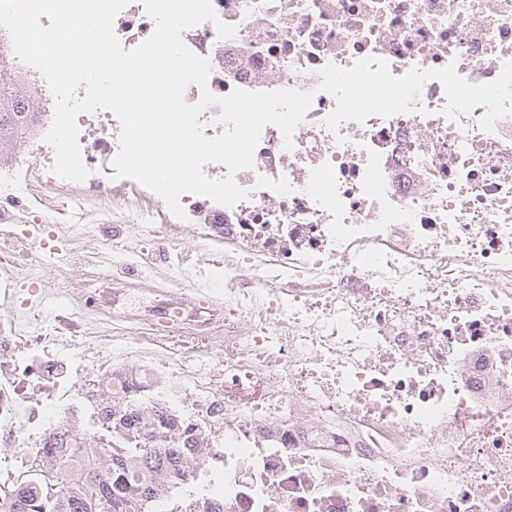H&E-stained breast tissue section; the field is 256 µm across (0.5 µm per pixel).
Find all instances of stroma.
Listing matches in <instances>:
<instances>
[{"label": "stroma", "instance_id": "stroma-1", "mask_svg": "<svg viewBox=\"0 0 512 512\" xmlns=\"http://www.w3.org/2000/svg\"><path fill=\"white\" fill-rule=\"evenodd\" d=\"M127 248L126 264H119L112 255L110 240L86 234L68 254L49 255L43 250H30L28 244H16L17 252L33 251V261H21L12 274L18 288L15 301L0 299V320L20 317L23 306H31L40 332L56 335L63 320L85 322L94 336H132L135 324L123 315L95 314L87 299L98 288L134 287L137 298L148 301L156 290L163 289L173 297L197 295L199 288L224 280L223 248H208L210 228L201 224L185 225L177 239L165 233L148 234L137 224L120 229ZM96 368L75 369L77 384L67 401V411L79 418L78 435L87 444H94L98 429L91 415L92 407L85 399L83 385L97 378Z\"/></svg>", "mask_w": 512, "mask_h": 512}]
</instances>
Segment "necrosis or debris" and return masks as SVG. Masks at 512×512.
<instances>
[{
    "instance_id": "necrosis-or-debris-1",
    "label": "necrosis or debris",
    "mask_w": 512,
    "mask_h": 512,
    "mask_svg": "<svg viewBox=\"0 0 512 512\" xmlns=\"http://www.w3.org/2000/svg\"><path fill=\"white\" fill-rule=\"evenodd\" d=\"M236 34L215 24L183 34L206 58V89L314 91L285 148L266 126L252 167L235 175L246 199L227 206L161 197L123 206L144 188L114 178L119 123L101 110L77 118L90 174L52 173L45 142L55 97L39 70L0 61L44 101V119L21 147L35 182L0 173V223L13 221L35 186L54 199L74 186L111 188L102 227L161 219L224 232V306L211 296L156 311L146 332L89 341L88 364L115 355L144 382L174 355L188 389L202 395L207 445L176 476L156 512H512V115L484 131V107L450 120L439 81L424 84L416 111L337 130L324 120L335 98L319 91L327 64L387 61L393 75L455 65L475 84L512 61V0H212ZM154 20L130 0L114 30L124 48L151 36ZM27 358L0 377V433L26 464L57 426L72 366L48 337L0 322V352Z\"/></svg>"
}]
</instances>
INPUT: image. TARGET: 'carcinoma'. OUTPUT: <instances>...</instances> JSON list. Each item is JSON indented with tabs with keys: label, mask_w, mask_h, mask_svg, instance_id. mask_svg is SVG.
<instances>
[{
	"label": "carcinoma",
	"mask_w": 512,
	"mask_h": 512,
	"mask_svg": "<svg viewBox=\"0 0 512 512\" xmlns=\"http://www.w3.org/2000/svg\"><path fill=\"white\" fill-rule=\"evenodd\" d=\"M27 102L21 87L0 76V154L16 147L33 122L36 113L27 111ZM129 382L95 380L122 391L110 405L97 400L98 388L85 392L99 429L87 459L73 458L80 441L65 424L44 435L40 453L6 490L14 498L13 512H152L157 481L183 467L177 449L189 442L195 423L144 392L129 391ZM119 424L129 436L113 432Z\"/></svg>",
	"instance_id": "carcinoma-1"
}]
</instances>
